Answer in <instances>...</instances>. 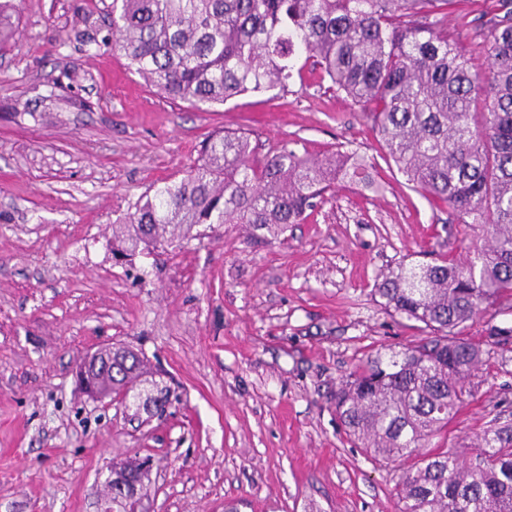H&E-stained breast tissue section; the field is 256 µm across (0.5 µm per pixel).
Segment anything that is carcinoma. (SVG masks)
<instances>
[{"label": "carcinoma", "mask_w": 512, "mask_h": 512, "mask_svg": "<svg viewBox=\"0 0 512 512\" xmlns=\"http://www.w3.org/2000/svg\"><path fill=\"white\" fill-rule=\"evenodd\" d=\"M456 0H112V28L128 69L160 94L205 110L247 93L287 89L299 57L330 89L364 110L386 155L413 188L444 202L460 224L486 228L490 244L459 262H402L376 293L425 335L390 356L366 358L342 381L334 405L345 432L374 459L415 464L397 485L400 512H512V426L483 431L474 462L429 449L472 395L476 373L512 350L464 332L512 303V0H498L482 41L479 74L448 39ZM250 136L219 132L178 182L146 194L112 230L132 257L171 241L177 228L245 224L278 240L304 220L339 176L367 179L346 152L312 159L286 146L254 157ZM100 387L139 385L151 371L125 348Z\"/></svg>", "instance_id": "1"}]
</instances>
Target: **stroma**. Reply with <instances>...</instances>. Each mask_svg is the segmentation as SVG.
<instances>
[{
    "mask_svg": "<svg viewBox=\"0 0 512 512\" xmlns=\"http://www.w3.org/2000/svg\"><path fill=\"white\" fill-rule=\"evenodd\" d=\"M497 9L448 11L473 70ZM111 12L112 0H20L0 47V512H100L113 464L135 457L151 460L142 512H398L408 462L355 448L334 394L361 360L421 334L375 295L383 274L422 253L465 256L485 231L408 185L319 69L197 110L128 70ZM222 129L261 156L345 147L371 181L335 184L281 243L215 224L113 254V224ZM112 345L144 353L170 387L150 421L77 386L81 359ZM496 418L512 424V352L489 359L431 445L471 459Z\"/></svg>",
    "mask_w": 512,
    "mask_h": 512,
    "instance_id": "35a3bbf8",
    "label": "stroma"
}]
</instances>
